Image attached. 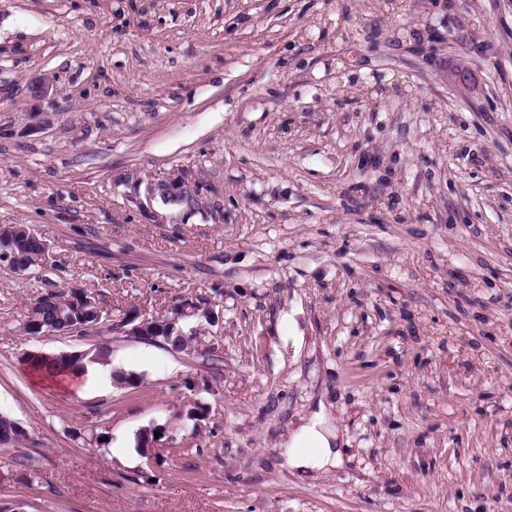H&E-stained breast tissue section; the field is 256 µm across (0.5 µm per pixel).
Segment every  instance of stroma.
<instances>
[{"label":"stroma","mask_w":512,"mask_h":512,"mask_svg":"<svg viewBox=\"0 0 512 512\" xmlns=\"http://www.w3.org/2000/svg\"><path fill=\"white\" fill-rule=\"evenodd\" d=\"M175 168L201 207L131 198ZM15 224L51 258L0 269L6 512H512V0H0ZM76 288L100 331H25ZM195 297L196 355L122 328ZM96 347L132 385L24 362ZM336 437L322 413L315 414L308 424L300 430L296 440L306 441L316 452L308 453L296 448H288V463L298 469L322 470L336 464L338 452L334 450L331 440ZM27 440L23 428H18L15 421L6 416H0V446L1 443L18 447Z\"/></svg>","instance_id":"1"}]
</instances>
